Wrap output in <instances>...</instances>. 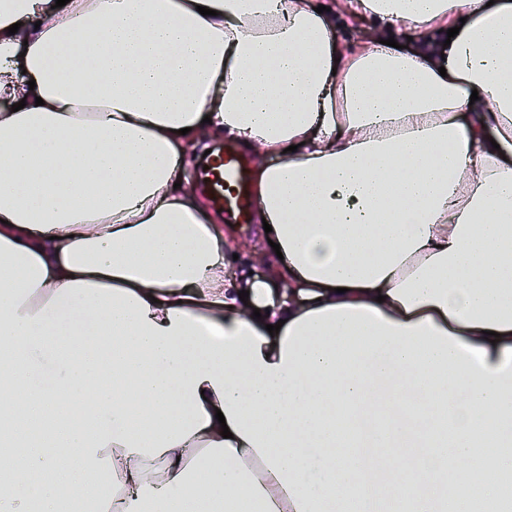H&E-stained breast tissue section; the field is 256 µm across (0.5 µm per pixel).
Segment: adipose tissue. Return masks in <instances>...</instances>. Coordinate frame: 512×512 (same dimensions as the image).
I'll use <instances>...</instances> for the list:
<instances>
[{"label":"adipose tissue","instance_id":"adipose-tissue-1","mask_svg":"<svg viewBox=\"0 0 512 512\" xmlns=\"http://www.w3.org/2000/svg\"><path fill=\"white\" fill-rule=\"evenodd\" d=\"M318 5L0 0V421L29 426L0 512L498 500L512 0ZM340 16L422 40L344 42ZM205 133L277 159L253 182L270 278L225 275L179 185Z\"/></svg>","mask_w":512,"mask_h":512}]
</instances>
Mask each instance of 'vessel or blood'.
<instances>
[{"instance_id":"vessel-or-blood-1","label":"vessel or blood","mask_w":512,"mask_h":512,"mask_svg":"<svg viewBox=\"0 0 512 512\" xmlns=\"http://www.w3.org/2000/svg\"><path fill=\"white\" fill-rule=\"evenodd\" d=\"M202 178L215 204L234 219H246L247 176L238 155L227 151L213 156L208 160Z\"/></svg>"}]
</instances>
